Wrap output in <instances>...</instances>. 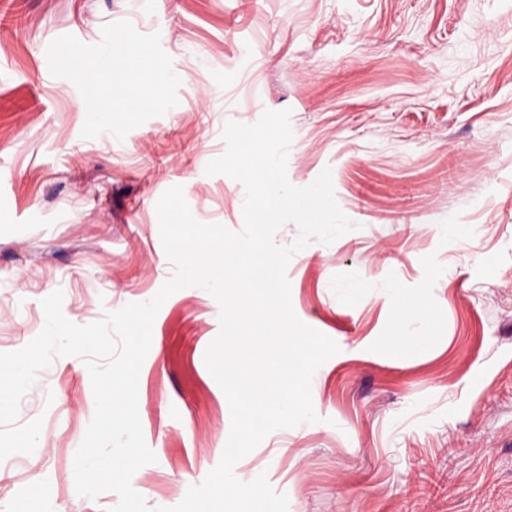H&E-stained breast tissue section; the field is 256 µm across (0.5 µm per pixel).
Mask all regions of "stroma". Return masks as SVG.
Listing matches in <instances>:
<instances>
[{
  "mask_svg": "<svg viewBox=\"0 0 512 512\" xmlns=\"http://www.w3.org/2000/svg\"><path fill=\"white\" fill-rule=\"evenodd\" d=\"M160 33L179 103L87 140L76 86L46 51L105 25ZM291 109L287 176L331 168L356 230L314 243L287 276L296 315L340 352L315 373L322 421L272 432L236 466L267 473L289 512H512V0H0V352L45 323L84 326L152 298L172 275L157 200L243 227L245 191L207 163L227 121ZM452 224L463 234L449 233ZM219 305L187 287L163 304L138 382L156 461L133 488L172 507L217 465L228 402L204 354ZM89 371L58 357L23 398L35 452L0 462V512H111L75 488L94 414Z\"/></svg>",
  "mask_w": 512,
  "mask_h": 512,
  "instance_id": "obj_1",
  "label": "stroma"
}]
</instances>
